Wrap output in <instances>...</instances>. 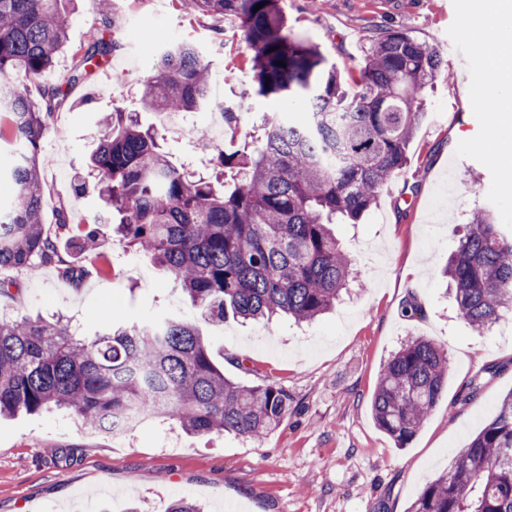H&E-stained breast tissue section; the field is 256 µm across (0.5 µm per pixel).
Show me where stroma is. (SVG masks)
Wrapping results in <instances>:
<instances>
[{
  "mask_svg": "<svg viewBox=\"0 0 512 512\" xmlns=\"http://www.w3.org/2000/svg\"><path fill=\"white\" fill-rule=\"evenodd\" d=\"M289 32L320 48L339 70L356 68L376 29L406 30L446 51L449 75L425 91V115L409 145L407 165L360 223L338 224L336 237L352 259L357 284L310 324L288 318L201 323L213 361L247 385L275 383L290 395L288 416L265 439L234 434L200 436L156 418L120 435L81 428L60 411L0 422V512H167L189 498L205 512H408L424 488L453 463L456 451L495 415L512 392V311L483 332L455 315L440 271L458 245L472 210L492 206L503 235H512V177L496 151L497 116L491 100L470 86L481 71L475 52L490 53L498 28L489 0H281ZM102 15L77 0L69 46L111 35L113 18L149 39L126 45L72 91L71 108L55 112L41 142L45 184L43 222L59 213L78 223L102 213L97 191L75 195L85 177L93 133L114 100L157 121L141 103L143 80L173 37L195 42L212 73L217 100L238 112L224 148L244 145L272 99L247 94L250 51L235 19L196 15L185 0H115ZM209 132L206 112L168 119L164 149L174 162L210 170L216 152L179 132L181 123ZM109 275L72 286L56 267L0 269L9 295L0 317L61 315L87 331L108 326L113 314L141 321L160 313L192 320L196 310L178 283L104 231ZM416 298L422 311L407 318ZM425 337L449 354L448 388L403 448L374 423L371 398L383 363L400 346Z\"/></svg>",
  "mask_w": 512,
  "mask_h": 512,
  "instance_id": "stroma-1",
  "label": "stroma"
}]
</instances>
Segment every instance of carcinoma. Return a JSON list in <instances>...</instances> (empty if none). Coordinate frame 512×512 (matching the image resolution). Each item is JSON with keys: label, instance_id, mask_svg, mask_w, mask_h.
I'll return each instance as SVG.
<instances>
[{"label": "carcinoma", "instance_id": "cac0c4a2", "mask_svg": "<svg viewBox=\"0 0 512 512\" xmlns=\"http://www.w3.org/2000/svg\"><path fill=\"white\" fill-rule=\"evenodd\" d=\"M66 2L0 0V142L17 150L8 173L14 194L0 205V268L53 265L76 284L88 271L68 263L61 240L81 254L99 225L114 224L128 247L181 283L208 323L229 314L302 323L333 308L353 277L332 226L358 221L403 173L424 115L423 91L445 74L440 50L403 30L381 32L345 90L315 46L288 34L280 0H191L205 16L240 21L253 90L303 109L306 121L264 116L253 147L217 150L214 172L205 176L174 164L160 148L162 133L115 105L93 135L88 164L105 213L75 230L62 212L49 230L41 223L39 164L49 119L67 104L69 85L86 81L121 47L116 38L92 40L67 85L44 84L33 98L27 83L54 72L68 49ZM209 73L194 44H169L144 80L145 109H200ZM442 275L457 315L477 331L512 308V239L500 235L491 209L471 215ZM447 370V352L431 340L405 342L380 371L372 397L378 427L407 444L438 405ZM289 402L281 386L224 377L191 320L128 323L117 316L110 332L87 337L59 318L0 319V417L56 408L114 435L157 415L190 434L260 440L287 417ZM409 512H512V393Z\"/></svg>", "mask_w": 512, "mask_h": 512}]
</instances>
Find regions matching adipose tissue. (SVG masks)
Segmentation results:
<instances>
[{
  "instance_id": "obj_1",
  "label": "adipose tissue",
  "mask_w": 512,
  "mask_h": 512,
  "mask_svg": "<svg viewBox=\"0 0 512 512\" xmlns=\"http://www.w3.org/2000/svg\"><path fill=\"white\" fill-rule=\"evenodd\" d=\"M496 55L482 63L486 95L495 97L500 116V149L504 155L512 154V32L502 29Z\"/></svg>"
}]
</instances>
